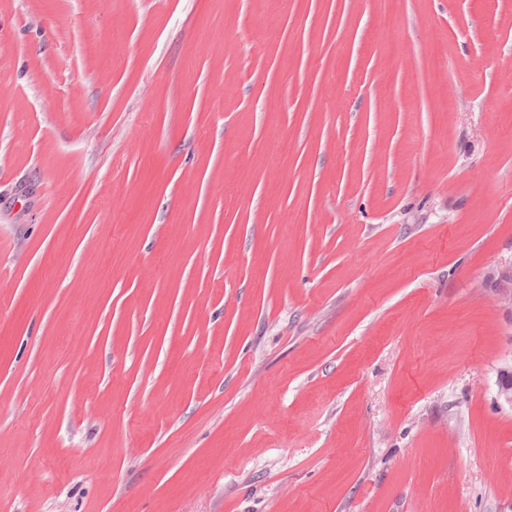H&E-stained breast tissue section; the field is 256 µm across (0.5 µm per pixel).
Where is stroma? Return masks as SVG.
Listing matches in <instances>:
<instances>
[{
    "mask_svg": "<svg viewBox=\"0 0 512 512\" xmlns=\"http://www.w3.org/2000/svg\"><path fill=\"white\" fill-rule=\"evenodd\" d=\"M0 512H512V0H0Z\"/></svg>",
    "mask_w": 512,
    "mask_h": 512,
    "instance_id": "obj_1",
    "label": "stroma"
}]
</instances>
